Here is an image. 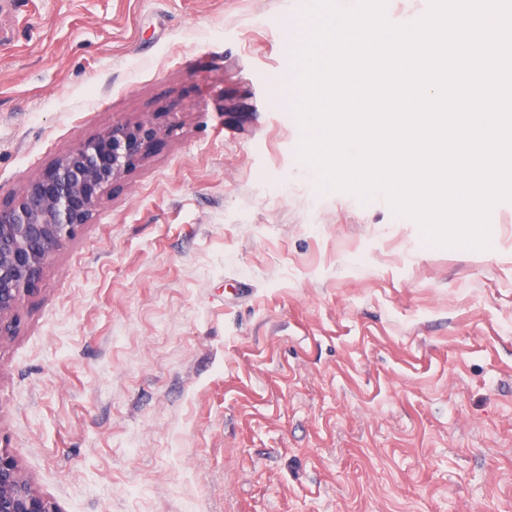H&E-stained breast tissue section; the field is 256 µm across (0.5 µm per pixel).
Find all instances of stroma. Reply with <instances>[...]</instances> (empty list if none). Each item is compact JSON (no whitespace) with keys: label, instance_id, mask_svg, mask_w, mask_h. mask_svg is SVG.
Returning a JSON list of instances; mask_svg holds the SVG:
<instances>
[{"label":"stroma","instance_id":"obj_1","mask_svg":"<svg viewBox=\"0 0 512 512\" xmlns=\"http://www.w3.org/2000/svg\"><path fill=\"white\" fill-rule=\"evenodd\" d=\"M312 0H0V202L177 121L0 339V449L60 512H512V202L491 247L322 191L271 97Z\"/></svg>","mask_w":512,"mask_h":512}]
</instances>
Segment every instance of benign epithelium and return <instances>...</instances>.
Returning <instances> with one entry per match:
<instances>
[{"label": "benign epithelium", "instance_id": "obj_1", "mask_svg": "<svg viewBox=\"0 0 512 512\" xmlns=\"http://www.w3.org/2000/svg\"><path fill=\"white\" fill-rule=\"evenodd\" d=\"M176 129L175 123L117 124L63 154L13 203L0 205V339L13 333L25 297L108 189L144 158L152 141ZM0 512H60L1 450Z\"/></svg>", "mask_w": 512, "mask_h": 512}]
</instances>
